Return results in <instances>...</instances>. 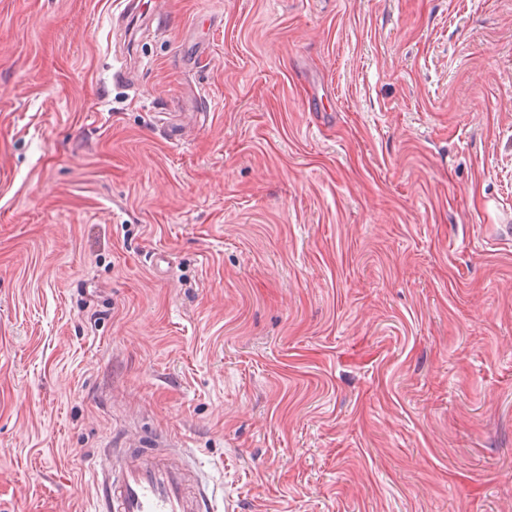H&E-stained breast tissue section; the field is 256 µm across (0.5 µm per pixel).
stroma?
Returning <instances> with one entry per match:
<instances>
[{
  "instance_id": "35a3bbf8",
  "label": "stroma",
  "mask_w": 512,
  "mask_h": 512,
  "mask_svg": "<svg viewBox=\"0 0 512 512\" xmlns=\"http://www.w3.org/2000/svg\"><path fill=\"white\" fill-rule=\"evenodd\" d=\"M0 0V512L128 436L219 512H512V0Z\"/></svg>"
}]
</instances>
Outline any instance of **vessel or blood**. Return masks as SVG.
<instances>
[{
  "label": "vessel or blood",
  "instance_id": "1",
  "mask_svg": "<svg viewBox=\"0 0 512 512\" xmlns=\"http://www.w3.org/2000/svg\"><path fill=\"white\" fill-rule=\"evenodd\" d=\"M92 480L102 492L94 512H213L198 472L165 448H116L112 468Z\"/></svg>",
  "mask_w": 512,
  "mask_h": 512
}]
</instances>
